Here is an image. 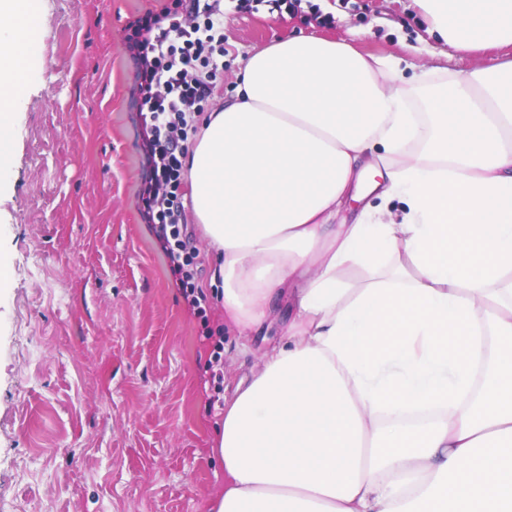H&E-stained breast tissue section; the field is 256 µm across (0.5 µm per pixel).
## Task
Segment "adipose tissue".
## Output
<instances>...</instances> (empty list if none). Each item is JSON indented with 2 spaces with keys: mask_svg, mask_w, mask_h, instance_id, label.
Here are the masks:
<instances>
[{
  "mask_svg": "<svg viewBox=\"0 0 512 512\" xmlns=\"http://www.w3.org/2000/svg\"><path fill=\"white\" fill-rule=\"evenodd\" d=\"M415 3L449 49L512 45V0ZM41 34L0 0V167ZM239 77L183 163L225 326L280 342L224 402L211 512H512V60L409 78L297 35Z\"/></svg>",
  "mask_w": 512,
  "mask_h": 512,
  "instance_id": "ef3b65f1",
  "label": "adipose tissue"
}]
</instances>
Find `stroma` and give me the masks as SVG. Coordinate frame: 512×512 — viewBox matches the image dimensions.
<instances>
[{
	"mask_svg": "<svg viewBox=\"0 0 512 512\" xmlns=\"http://www.w3.org/2000/svg\"><path fill=\"white\" fill-rule=\"evenodd\" d=\"M332 4L327 13L323 4ZM42 38L20 48L0 171V512H210L224 389L256 370L255 342L224 333L216 253L198 240L205 316L188 307L139 210L130 25L156 0H39ZM298 34L345 39L462 76L512 46L451 52L413 0H301L281 15L224 11V77ZM224 338L209 366L208 335Z\"/></svg>",
	"mask_w": 512,
	"mask_h": 512,
	"instance_id": "stroma-1",
	"label": "stroma"
}]
</instances>
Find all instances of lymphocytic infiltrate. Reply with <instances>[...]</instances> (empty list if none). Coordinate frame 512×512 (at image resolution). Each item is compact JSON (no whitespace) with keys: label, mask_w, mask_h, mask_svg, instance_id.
I'll list each match as a JSON object with an SVG mask.
<instances>
[{"label":"lymphocytic infiltrate","mask_w":512,"mask_h":512,"mask_svg":"<svg viewBox=\"0 0 512 512\" xmlns=\"http://www.w3.org/2000/svg\"><path fill=\"white\" fill-rule=\"evenodd\" d=\"M124 49L136 68L148 169L138 189L142 214L197 309L207 297L195 283L198 249L182 203L183 158L224 75V0H164L135 22Z\"/></svg>","instance_id":"1"}]
</instances>
